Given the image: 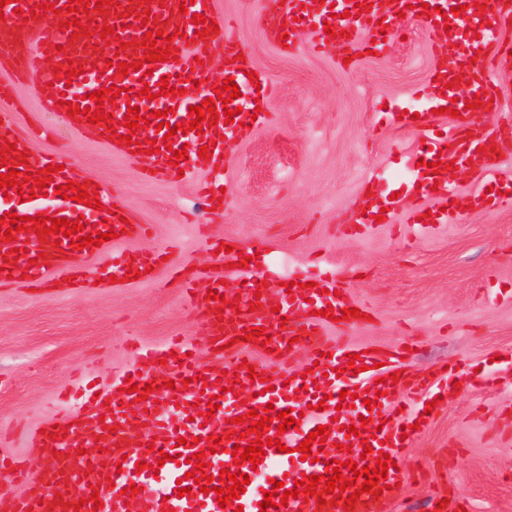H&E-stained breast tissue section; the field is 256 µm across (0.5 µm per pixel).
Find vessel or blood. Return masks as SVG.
Listing matches in <instances>:
<instances>
[{
  "mask_svg": "<svg viewBox=\"0 0 512 512\" xmlns=\"http://www.w3.org/2000/svg\"><path fill=\"white\" fill-rule=\"evenodd\" d=\"M38 0H20L19 4H6L0 8V55L21 57V76H34L47 89L41 94L47 111L64 113V101L101 90L110 86L119 87L121 94L113 105V125L106 123L89 124L86 115H75L74 121L81 127H93L100 136L117 132L119 139L114 148L139 166L149 168L150 179L176 181L178 175H191L187 159L197 155L202 143L212 145L211 165L217 169L230 168L231 162L225 152V140L232 137L240 141L250 138V121L269 124L273 113L262 111L257 115L242 112L236 114L234 123L218 122L217 126L202 131L178 133L168 140L167 148L146 155L131 151L124 138L129 135L125 126L128 106H139L141 114L147 115L156 108L167 109V123L178 124L187 118L190 107L200 105L205 98L214 94L215 86L211 71L215 58H223L225 76L233 78L242 95L270 97L276 83L268 76H260L258 82L247 77L251 70L250 61L241 60L244 48L227 28L197 38L191 15L202 14L216 18L214 0H194L187 13H180V0H119L118 5L95 16L79 13L80 22H94L102 25L111 22L116 36L107 45H100L98 36H70L61 31L60 24L69 20V0H58L56 10H43L41 17L22 18V11L33 8ZM467 0H333L332 5L319 4L318 0H268L267 12L275 23L283 24L288 35L287 41H275V48L294 53L298 45L294 34L311 21L320 19L330 22V31H318L317 38L310 46L311 51L328 54L335 61L356 56L362 47L383 48L380 32L397 37L409 26L419 25L427 34L436 57H452V66H437L431 72L422 97L425 106L419 118L404 114L398 125L412 129L416 140L424 142L425 152L410 153L406 162L413 172L412 185L422 195L437 193L448 199L445 212L436 217L438 223L453 224L464 217L468 205L492 213L512 204V183H507L505 194L464 196L458 193L447 180H436L434 175L423 174L421 161L454 163L458 168L491 171L493 155L489 150L494 133L484 124L475 121L474 110L468 109L464 101L458 100L455 89L446 87L445 79L463 76L470 86L469 94H493V79L489 62L479 54V44H495L501 52L512 51L499 35L498 26L505 0H483L486 10L467 7ZM371 5V12H363V5ZM150 19L162 24L165 35L171 36L173 47L178 48L177 59L165 62H145L144 48L128 49L133 38L145 32L141 22ZM57 59L61 68L69 64L82 66V74L72 82L56 79L54 72L44 67L47 58ZM133 63L142 62L139 71H129L124 78H117L111 59ZM198 80L200 86L176 97L162 96V81L170 85L180 83L181 76ZM149 87L157 93V100L140 97L142 87ZM453 107L457 115L450 129L438 132L431 118L434 109ZM16 144L18 150H25L28 139L18 129L11 113H0V141ZM186 149V159L177 161L173 153ZM32 170H45L56 166L53 185L47 186L45 195L34 200H23L16 188L0 192V216L17 213L18 216L34 217L47 214L52 218L67 220L82 219L84 232H126L127 236L141 235L146 227L142 224L124 225L117 216H104L102 211L85 206L73 200L56 195L57 186L73 181L83 182L84 177L76 165L59 153L29 157ZM398 200L380 205L371 201L369 208L356 211L351 224L345 225L347 234H357L373 224L376 215H385L387 222H394L398 214ZM5 229L0 226V258L8 256L11 248H18L17 264L5 265L0 270V282L8 278H22L26 283L45 285L54 271L53 256L68 261L69 270L78 275L83 271L84 261L91 256L90 248L72 249L69 238L48 235L46 240L30 239L28 231L17 232L15 243L4 240ZM248 252H259L261 265L245 268L247 283L243 287L245 299L238 309L217 310L215 300L209 299L208 291L218 288L224 277L223 255H215V267L203 278L190 281L185 289L189 301L197 310L195 334L206 343L241 338L244 330L253 326L265 328L270 338L269 352L264 361L246 366L241 355H235L226 362L223 370H206L196 356L193 344L175 338L165 345L137 353L139 373L133 376L136 392H124L126 381L117 379L105 398H96L87 393L82 409L76 414V422L70 425L64 438L55 440L45 434H37L33 446L44 458L46 467L42 471L34 490L20 497L12 492L0 491V512H70L72 504H80V512H93L89 501L91 494H98L100 501L107 505V512H375L377 502H390L393 486L403 482V473L389 470L387 490L381 496L361 494L354 508L343 504L321 505L316 497L303 500L289 499L278 507L259 509L262 493L246 487L240 498L232 500L230 506L221 507L215 493L201 492L194 479L189 478V458L192 454L205 452L207 462L204 475H219L221 468H233L231 450L234 445L248 447V440L237 439L240 425L235 417L245 415L247 410L264 411L266 407L275 410H292L299 414V428L278 432L276 426L266 429L267 436H275L279 445H286V452L278 447L267 448L258 466L243 463V473L258 469L266 478L284 481L286 489H294V481L301 475L325 473L331 460L365 461L375 465L377 458L388 455L398 458L400 449L409 447L405 434L412 424H426L427 402L446 394L443 368L434 372L417 375L410 372L405 359L413 353L412 348L395 345L388 352L358 353L356 345L348 338L350 330L360 325L357 317H343V309L354 308L355 302L343 287L342 275L335 268H328L314 275V287L297 288L286 292L285 288H265L261 282L266 277L265 260L270 256L267 241L257 239L249 242ZM157 251L125 252L112 258L108 274L125 280L130 270L157 271L167 269ZM258 299L261 307L251 310L250 299ZM332 309V317H325L324 309ZM307 350L315 367L310 378L293 376L288 368V356L295 347ZM357 353V371L347 368V354ZM258 373V380H250L249 371ZM166 374L173 380V388L154 391L151 399L141 400L139 388L155 379L157 374ZM398 374L399 382H390L391 374ZM271 378L273 388L264 391L262 381ZM356 390L354 401H337L341 390ZM219 397L221 407L214 417H207L211 397ZM375 402L373 408H366L365 399ZM371 415L368 425H360L359 419ZM359 425L358 434L347 431L348 426ZM327 426L328 437L319 451L318 462L302 460L298 446L309 432L317 426ZM100 438V449L87 453L89 435ZM222 438V449L209 453V435ZM372 445V453H365V445ZM168 454L163 466H156L158 453ZM146 462L145 470H137L136 462ZM185 479L191 491L179 494L178 479ZM136 485L135 496L124 494L125 487Z\"/></svg>",
  "mask_w": 512,
  "mask_h": 512,
  "instance_id": "b4317fda",
  "label": "vessel or blood"
}]
</instances>
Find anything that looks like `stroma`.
Instances as JSON below:
<instances>
[{
  "label": "stroma",
  "instance_id": "obj_1",
  "mask_svg": "<svg viewBox=\"0 0 512 512\" xmlns=\"http://www.w3.org/2000/svg\"><path fill=\"white\" fill-rule=\"evenodd\" d=\"M265 7L266 0H216L251 64L279 85L267 103L274 124L226 147L233 200L218 221L209 220L193 185L209 178V167L196 166L188 183L147 180L97 134L45 112L38 80H15L14 67L0 62V82L13 87L8 109L17 124L49 129L31 140L32 154L65 153L135 223L150 228L148 236L88 258L84 287H68L63 271L40 287L0 285V431L8 436L0 452L39 474L34 436L76 407L80 386L95 382L104 390L115 374L134 369L133 345L192 339L194 321L179 284L203 275L212 242L243 246L265 239L278 260L268 270V287L301 281L319 260L345 274L353 299L373 318L371 327L353 328L352 343L382 349L410 340L416 344L412 371L448 363L495 379L487 388L449 390L430 423L402 449L407 479L381 512H430L445 498L466 512H512V207L492 215L476 210L423 232L411 216L444 203L413 196L397 223L374 225L360 236L342 233L365 172L391 177V191L406 188L393 149L414 142L387 120L385 109L399 103L417 109L418 91L437 60L415 27L347 67L308 51L307 28L297 34L300 50L284 55L263 29ZM490 63L501 108L484 121L494 129L512 122V58L494 55ZM171 245L178 251L175 271L100 283L114 253ZM450 446L459 450L456 462L434 471Z\"/></svg>",
  "mask_w": 512,
  "mask_h": 512
}]
</instances>
